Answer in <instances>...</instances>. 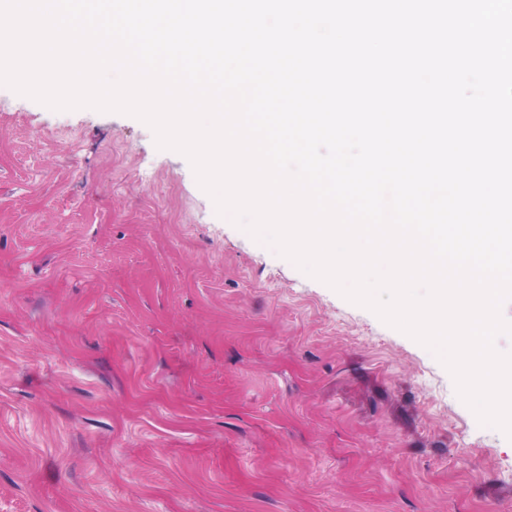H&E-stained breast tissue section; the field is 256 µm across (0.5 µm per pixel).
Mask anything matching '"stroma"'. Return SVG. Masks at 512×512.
<instances>
[{
    "mask_svg": "<svg viewBox=\"0 0 512 512\" xmlns=\"http://www.w3.org/2000/svg\"><path fill=\"white\" fill-rule=\"evenodd\" d=\"M0 512H512V439L146 123L0 85Z\"/></svg>",
    "mask_w": 512,
    "mask_h": 512,
    "instance_id": "obj_1",
    "label": "stroma"
}]
</instances>
